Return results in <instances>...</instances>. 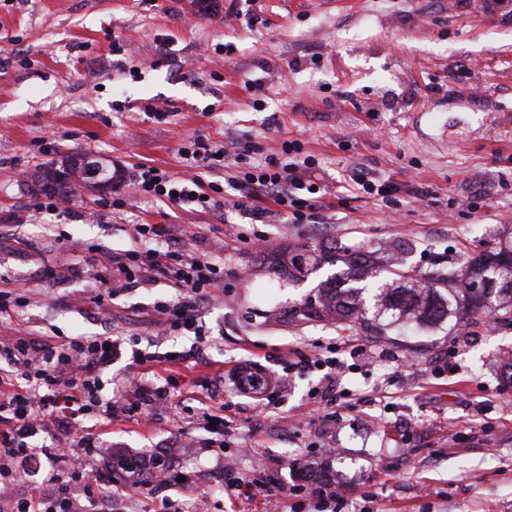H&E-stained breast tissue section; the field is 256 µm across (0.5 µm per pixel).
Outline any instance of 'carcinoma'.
Masks as SVG:
<instances>
[{
    "instance_id": "1",
    "label": "carcinoma",
    "mask_w": 512,
    "mask_h": 512,
    "mask_svg": "<svg viewBox=\"0 0 512 512\" xmlns=\"http://www.w3.org/2000/svg\"><path fill=\"white\" fill-rule=\"evenodd\" d=\"M31 186L70 199L82 189H110L112 181L99 184L78 156L61 164L39 166L31 174ZM343 252L348 272L319 285L318 296L284 310L292 319L312 320L337 317L347 327H390L403 333L428 330L448 323L452 332L472 318L491 317L497 323L512 325V293L473 292V279L512 281V247L485 249L456 266L440 263L428 271L399 272L374 267V251L360 246H320L322 259Z\"/></svg>"
}]
</instances>
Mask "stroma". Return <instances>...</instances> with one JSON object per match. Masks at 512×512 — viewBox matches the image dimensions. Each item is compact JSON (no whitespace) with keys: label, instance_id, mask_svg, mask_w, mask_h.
Returning a JSON list of instances; mask_svg holds the SVG:
<instances>
[{"label":"stroma","instance_id":"obj_1","mask_svg":"<svg viewBox=\"0 0 512 512\" xmlns=\"http://www.w3.org/2000/svg\"><path fill=\"white\" fill-rule=\"evenodd\" d=\"M254 78L264 84L255 95L244 88ZM149 102L166 122L144 112ZM195 133L258 141L269 154L301 140L325 189L313 223L261 224L231 209L220 219L138 198L91 222L89 192L65 216L33 210L39 196L24 174L46 161L79 155L180 176L177 148ZM42 137L51 156L30 151ZM355 169L396 191L364 193ZM13 212L23 220L0 226V286L28 290L30 302L0 336H135L143 350L188 354L192 336L154 309L175 296L165 281L117 292L111 319L98 318L100 263L88 247L118 254L135 224L165 222L190 252L223 262V292L199 308L211 340L188 359L181 392L151 408L149 426L109 428L114 447L188 473L193 490L175 482L164 498L190 512H266L263 497L224 498L225 470L289 486L315 462L329 464L342 512H512V326L377 336L294 320L284 308L345 266L296 283L269 266L273 253L337 243L399 245L402 266L426 270L512 232V0H0V213ZM50 268L69 274L45 278ZM351 341L370 351L343 380L352 400L326 405L313 397L319 371L288 370L296 354ZM249 364L286 381L262 411L228 379ZM197 377L239 428L244 448L227 461L197 426Z\"/></svg>","mask_w":512,"mask_h":512}]
</instances>
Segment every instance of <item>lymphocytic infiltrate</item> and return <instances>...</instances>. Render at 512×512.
Masks as SVG:
<instances>
[{
    "instance_id": "lymphocytic-infiltrate-1",
    "label": "lymphocytic infiltrate",
    "mask_w": 512,
    "mask_h": 512,
    "mask_svg": "<svg viewBox=\"0 0 512 512\" xmlns=\"http://www.w3.org/2000/svg\"><path fill=\"white\" fill-rule=\"evenodd\" d=\"M179 155L192 173L177 179L156 166L137 165L131 182L116 180L112 186V207H127L126 184H133L137 195L148 201L190 204L201 211L222 210L225 193H232L235 209L265 221L271 213L289 215L292 223L307 224L319 199L314 173L317 160L304 152L299 139H286L278 152L265 153L260 142L240 144L215 142L202 135L183 140ZM256 156L251 167L236 171L222 181H204V172L220 171L225 161L245 160ZM271 200L272 208H264L263 200ZM139 248L123 254L102 255L99 275L101 291L92 301L99 311H108L116 289L133 288L139 283L163 278L179 294L174 302H159L155 308L172 328L193 333L197 342L206 336L197 311L199 302L208 300L213 288L224 279V269L212 259L175 247H162L159 240L166 225H136ZM124 339L120 336L60 337L52 341L31 336H0V494L6 492L8 478L17 469L31 468L37 458H52L63 447L81 449L84 457L107 448L102 432L112 421L142 420L150 405L167 401L170 387L178 386L175 369L182 356L169 353L133 351L137 364L158 363L168 366L163 384L130 380L131 394L119 404L102 403L99 372L111 365ZM88 423L84 435L69 438L72 425ZM173 469L159 458L127 450L115 455L111 474L95 471L81 463L74 465L57 492L54 502L44 512H80L81 499H97L104 489L113 495L156 497L171 483ZM281 498H318L322 512H340L336 486L318 487L295 484L288 492L276 485H263L254 479L228 476L224 482L225 498L247 501L256 494Z\"/></svg>"
}]
</instances>
